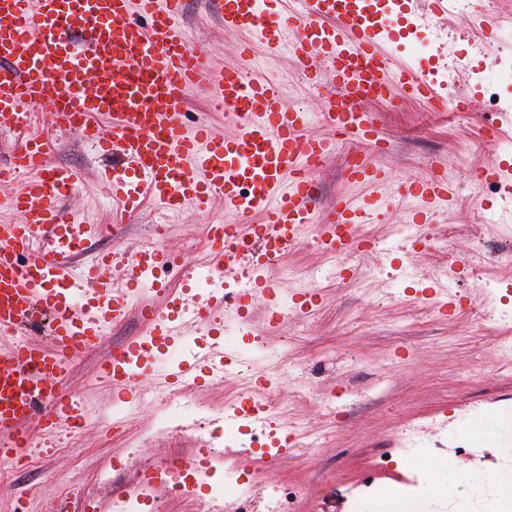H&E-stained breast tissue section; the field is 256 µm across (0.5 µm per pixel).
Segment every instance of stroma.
Wrapping results in <instances>:
<instances>
[{"mask_svg":"<svg viewBox=\"0 0 512 512\" xmlns=\"http://www.w3.org/2000/svg\"><path fill=\"white\" fill-rule=\"evenodd\" d=\"M410 8L414 20L389 50L412 69L433 72L443 95L463 91L471 109L433 112L416 101L398 108L376 101L365 109L377 116L386 139L385 151L373 162L392 181L420 180L442 169L461 187L457 208L432 217L437 244L402 256L414 235L410 220L418 203L413 199L392 201L381 221L361 225L358 235L372 239V250L339 264L301 239L273 276L287 299L277 327L265 330L263 308L255 306L254 323L225 339L244 352L243 362L224 379L194 390L197 404L217 412L250 377L269 375L265 393L278 421L266 426L262 447L240 460L238 471L251 473L263 452H276L269 470L286 483L290 512H367L372 497L363 488L370 484L386 486L391 498H400L413 464L399 442L418 426L423 440H447L460 454L456 467L449 466L447 450L421 461L431 490L447 488L467 497L466 474L500 475L506 456L502 440L512 437V356L500 347L503 334L512 331V202L497 191L463 190L473 169L497 161L512 164V149L475 146L486 127L512 121V112L491 111L484 86L474 78L496 57H512V34L499 29L483 46L468 33L470 18L482 13L496 10L512 21V0H473L470 9L444 21L427 16L425 0H412ZM183 26L191 44L207 49L212 69L237 64L238 38L225 32L209 0H188ZM254 57L288 105L323 111L335 89L332 80L312 90L286 52L259 48ZM351 148L343 143L315 173L320 206H330L339 195L389 198V189L344 181ZM50 158L84 174L80 188L65 198L66 209L86 224L111 223V193L99 177L102 161L72 136L58 140ZM234 221L218 199L208 212L189 208L163 225L157 204L148 200L121 243L108 234L86 240L74 269L83 271L113 246L130 250L148 243L178 253L191 268L206 250L205 225ZM442 280L460 295V310L443 309L434 292ZM310 283L319 296L305 314L289 299ZM144 306L164 308L163 295L140 294L126 319L109 327L97 347L72 366L66 387L85 404V428L73 439L61 435L60 448L39 456L37 464L14 467L12 484L30 512H50L62 499L69 500L70 512L108 505L113 486L131 483L141 466L210 447L208 426L177 439L156 431L154 402L166 390L155 381H137L134 396L119 399L96 376L98 361L113 347L144 335ZM103 472L109 480H100Z\"/></svg>","mask_w":512,"mask_h":512,"instance_id":"obj_1","label":"stroma"}]
</instances>
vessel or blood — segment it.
<instances>
[{
    "label": "vessel or blood",
    "mask_w": 512,
    "mask_h": 512,
    "mask_svg": "<svg viewBox=\"0 0 512 512\" xmlns=\"http://www.w3.org/2000/svg\"><path fill=\"white\" fill-rule=\"evenodd\" d=\"M277 3L271 9L266 0H215L225 29L240 36V63L213 74L205 49L183 37L184 0H0V128L21 132L9 165L24 177L4 201L20 221L0 225V459L31 448L30 425L53 433L83 423L79 399L65 386L74 361L104 326L128 315V289L155 292V269L179 264L178 254L147 244L101 253L75 275L73 261L97 229L63 208L82 175L51 162L49 135L69 134L99 157L122 158L109 179L116 217L107 232L114 241L148 199L176 215L209 210L219 198L237 218L206 225L207 260L186 271L183 294H167L166 315L142 308L146 335L100 364V379L124 394L141 376L181 384L203 373L223 376L238 364L242 355L225 345L216 312L231 304L246 321L254 301L277 306L271 271L309 224L318 226L323 255L360 250L355 227L372 223L384 201L340 197L320 208L313 174L341 138L360 145L343 169L346 181H387L370 159L382 132L366 102L399 96L468 111L467 98L446 102L433 82L397 65L387 50L400 17L396 0ZM287 23L295 27L290 51L307 84L318 85L325 73L336 79L318 115L321 135L309 133L308 113L289 107L275 84L246 66L252 41L276 51ZM203 84L235 120L236 135L205 123L187 127V94ZM474 176L512 192V165L482 167ZM394 196L418 201L413 221L420 225L458 203L443 173L399 183ZM232 283L237 291H229ZM36 315L47 323L46 339L9 342ZM198 326L211 340L193 346L187 333ZM166 485L165 470L157 469L117 492L143 497Z\"/></svg>",
    "instance_id": "vessel-or-blood-1"
}]
</instances>
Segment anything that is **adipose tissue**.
Instances as JSON below:
<instances>
[{
    "instance_id": "obj_1",
    "label": "adipose tissue",
    "mask_w": 512,
    "mask_h": 512,
    "mask_svg": "<svg viewBox=\"0 0 512 512\" xmlns=\"http://www.w3.org/2000/svg\"><path fill=\"white\" fill-rule=\"evenodd\" d=\"M512 496V480L475 482L473 498L460 502L451 493L438 495L430 502L398 501L392 505L379 506L377 512H495L500 500Z\"/></svg>"
}]
</instances>
